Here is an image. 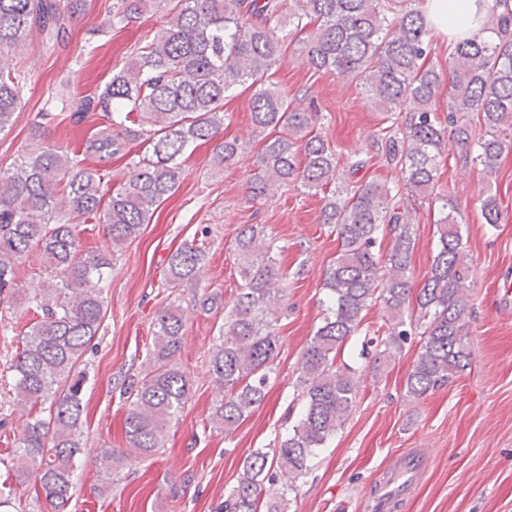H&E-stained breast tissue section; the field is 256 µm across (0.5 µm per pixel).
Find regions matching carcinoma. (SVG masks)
Here are the masks:
<instances>
[{"label":"carcinoma","mask_w":512,"mask_h":512,"mask_svg":"<svg viewBox=\"0 0 512 512\" xmlns=\"http://www.w3.org/2000/svg\"><path fill=\"white\" fill-rule=\"evenodd\" d=\"M112 23L137 19L153 6L167 7V21L138 47L100 94L107 124L86 143V152L112 159L150 126L149 148L133 161L135 173L106 195L103 175L70 155L45 146L24 153L16 167L0 172V303L19 296L17 269L30 252L42 257L50 278L28 296L36 321L22 337L10 372L16 405L25 416L18 456L51 512H70L82 452V357L106 317L103 292L118 248L140 234L156 208L183 179L180 158L198 143L214 140L224 126V99L238 86L253 89L252 123L269 131L245 200H266L290 183L324 191L323 223L333 225L339 250L323 273L327 294L321 324L303 353V407L273 449L254 450L243 460L224 512H287L318 449L347 420L360 392L356 368L337 364L346 342L358 334L362 312L380 302L391 324L376 343L387 359L418 337L417 357L404 388L420 399L453 382L472 361L466 283L472 266L457 207L437 180L442 154L452 146L495 172L512 149V0H494L483 28L456 44L448 124L430 107L441 76L425 65L432 51L420 0H116ZM87 0H0V131L21 107L26 75L6 65L34 30L43 51L55 48L65 21L86 9ZM302 57L317 70L343 76L389 112L390 124L373 135L402 183L351 180L366 166L350 159L338 167L336 149L311 131L320 114L293 104L272 69L284 61L289 33ZM476 113V129L467 114ZM236 140L216 147L213 163L234 164ZM441 203L437 251L416 297V316H404L412 290L415 247L408 198ZM484 222L496 225V195L485 196ZM106 226L107 248L80 258V221ZM391 237L382 256L379 238ZM239 293L224 308V323L209 358L219 398L210 421L231 434L266 397L276 374L279 336L272 316L283 292L278 246L256 224L240 227L235 241ZM203 246L186 242L167 260L165 284L177 288L196 279ZM184 324L175 308L153 319L150 371L129 378L122 396L130 401L125 435L141 454L163 447L166 430L182 412L188 380L175 363Z\"/></svg>","instance_id":"1"}]
</instances>
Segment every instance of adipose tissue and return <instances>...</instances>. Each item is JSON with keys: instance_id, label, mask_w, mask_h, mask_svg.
Returning <instances> with one entry per match:
<instances>
[{"instance_id": "adipose-tissue-1", "label": "adipose tissue", "mask_w": 512, "mask_h": 512, "mask_svg": "<svg viewBox=\"0 0 512 512\" xmlns=\"http://www.w3.org/2000/svg\"><path fill=\"white\" fill-rule=\"evenodd\" d=\"M491 0H427V18L436 35L457 43L481 27Z\"/></svg>"}]
</instances>
